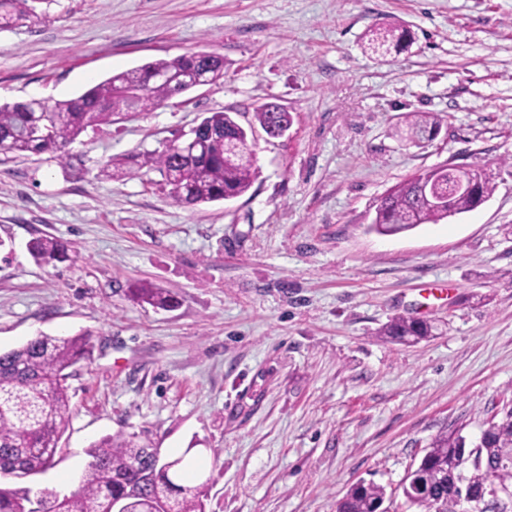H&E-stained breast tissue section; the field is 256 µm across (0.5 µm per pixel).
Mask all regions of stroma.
Returning a JSON list of instances; mask_svg holds the SVG:
<instances>
[{
	"label": "stroma",
	"mask_w": 512,
	"mask_h": 512,
	"mask_svg": "<svg viewBox=\"0 0 512 512\" xmlns=\"http://www.w3.org/2000/svg\"><path fill=\"white\" fill-rule=\"evenodd\" d=\"M43 20L0 31V104L75 97L114 73L206 50L217 83L82 133L81 168L0 154V351L90 332L69 380L75 411L36 492L75 491L86 451L134 436L197 449L206 512H336L359 483L402 487L433 437L476 441L512 399V0H41ZM402 22L401 53L365 52ZM255 131L241 197L184 207L159 173L100 177L111 157L161 148L206 113ZM408 112L441 118L401 135ZM478 166L476 209L383 236L381 198L423 170ZM68 258L37 264L32 239ZM147 286L171 308L133 299ZM432 321L399 344L392 317ZM254 119L260 125L265 133L274 137L275 132L280 128L281 125L292 124V117L289 112H286L282 107L275 104H262L255 108ZM290 126L284 127L280 131L278 138L283 137ZM403 118L407 137L412 141L432 139L440 125V119L430 112H409Z\"/></svg>",
	"instance_id": "1"
}]
</instances>
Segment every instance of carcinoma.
<instances>
[{
	"mask_svg": "<svg viewBox=\"0 0 512 512\" xmlns=\"http://www.w3.org/2000/svg\"><path fill=\"white\" fill-rule=\"evenodd\" d=\"M39 0H0V30L35 25L42 19ZM412 43L410 32L398 25L374 28L365 49L378 57L399 53ZM204 68L211 82L224 76V59L204 50L157 59L135 69L115 73L79 96L54 103L31 99L0 105V151L18 156L50 152L62 162L68 148L88 128L109 126L137 112L163 105L185 91L155 79L158 74L178 75ZM254 119L265 133L275 136L281 125L292 124L291 114L275 104L255 108ZM407 137L430 140L440 119L430 112L404 116ZM195 132L202 144L179 149L182 140L171 141L160 152L112 157L100 170L109 179L156 171L161 186L177 204L195 207L238 198L252 186L257 168L243 150L224 148V140L241 141L247 131L228 112H211ZM461 177L472 184L469 192H448V169H427L387 192L376 210L370 229L382 235L406 232L420 224H437L448 215L474 210L494 191L487 174L468 168ZM33 259L42 264L67 257L62 241L39 237L29 243ZM132 296L141 302L170 308L174 297L154 288L139 286ZM433 325L410 317L392 318L379 334L392 341L410 343L431 335ZM89 333L74 336L40 334L25 344L0 353V470L19 467L27 476L45 472L53 460L72 415L68 379L72 369L89 362L94 352ZM144 440L121 436L94 443L79 488L64 496L43 492L48 512H112V503L126 512H205L202 486L181 485L178 476L189 472L187 448L177 456L176 469L150 452ZM512 400L504 404L481 431L477 443L466 447L456 433H440L429 443L418 467L403 486L410 507L420 512H457L465 498L482 505L495 485H512ZM0 482V512H28L35 495L26 481L13 475ZM386 499L385 488L358 484L336 503V512H378Z\"/></svg>",
	"mask_w": 512,
	"mask_h": 512,
	"instance_id": "cac0c4a2",
	"label": "carcinoma"
}]
</instances>
